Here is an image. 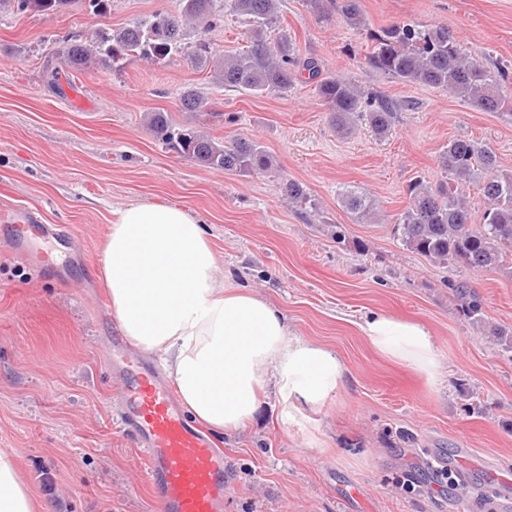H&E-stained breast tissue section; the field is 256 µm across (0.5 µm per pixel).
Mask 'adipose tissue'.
<instances>
[{
  "label": "adipose tissue",
  "mask_w": 512,
  "mask_h": 512,
  "mask_svg": "<svg viewBox=\"0 0 512 512\" xmlns=\"http://www.w3.org/2000/svg\"><path fill=\"white\" fill-rule=\"evenodd\" d=\"M202 222L177 202L115 209L102 274L115 323L141 352L159 357L193 418L219 434L248 426L266 394L282 425L307 430L343 384L346 367L327 347L292 334L285 317L243 288L226 287ZM361 329L382 358L429 382L440 357L427 327L378 314ZM22 478L13 453L0 451V512H51Z\"/></svg>",
  "instance_id": "adipose-tissue-1"
}]
</instances>
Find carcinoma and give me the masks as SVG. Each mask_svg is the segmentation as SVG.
I'll use <instances>...</instances> for the list:
<instances>
[{"mask_svg":"<svg viewBox=\"0 0 512 512\" xmlns=\"http://www.w3.org/2000/svg\"><path fill=\"white\" fill-rule=\"evenodd\" d=\"M79 3L98 16L107 12L109 0H0L21 14L27 11L60 14ZM313 14L340 15L356 30L366 28L359 0H307ZM214 0H178L174 12L156 11L135 23L99 29L89 41L68 40L56 52L71 71L91 65L111 70L133 62L152 63L182 50L186 33L198 39L188 55L194 67L207 68L212 83L253 95L290 90L304 78L315 85L336 133H352L356 118L367 117L379 135L398 121L404 104L377 91L366 92L350 79L332 74L315 57L302 58L287 33L271 40L268 33L280 27L278 0H225L224 6L249 24L247 49L226 55L213 53L208 33L224 16L213 9ZM370 41L366 64L405 83L449 91L482 112H497L512 119V95H507L506 71L468 56L444 26L424 28L394 23L366 33ZM176 102L184 112H197L206 104L199 88L186 85L176 90ZM150 128L167 149L199 165L242 175L273 170L271 155L253 139H215L196 130L176 126L165 112H154ZM445 179L436 187L421 180L408 184V205L396 219L398 239L406 248L453 269L477 271L497 268L512 277V170L503 169L495 153L470 138L448 141L440 154ZM476 183L485 200L481 217H475L460 186ZM338 199L357 222L373 215V199L345 188ZM460 301L461 313L471 324L485 321L479 296L463 279L448 282Z\"/></svg>","mask_w":512,"mask_h":512,"instance_id":"cac0c4a2","label":"carcinoma"}]
</instances>
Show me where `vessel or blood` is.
Masks as SVG:
<instances>
[{"mask_svg": "<svg viewBox=\"0 0 512 512\" xmlns=\"http://www.w3.org/2000/svg\"><path fill=\"white\" fill-rule=\"evenodd\" d=\"M10 220L15 251L39 259L71 237L66 227L43 223L31 211H18ZM106 363L120 381L123 430L144 454L161 512H224L229 484L223 448L185 414L174 388L120 330L112 332Z\"/></svg>", "mask_w": 512, "mask_h": 512, "instance_id": "1", "label": "vessel or blood"}]
</instances>
